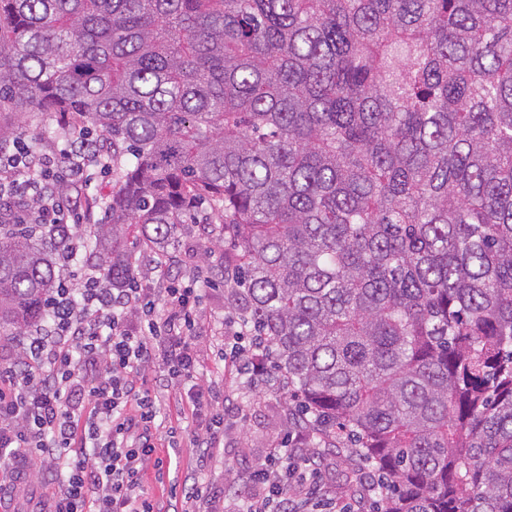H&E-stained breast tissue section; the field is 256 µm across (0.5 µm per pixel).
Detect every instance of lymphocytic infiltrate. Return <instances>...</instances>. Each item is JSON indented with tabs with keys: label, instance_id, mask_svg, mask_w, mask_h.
<instances>
[{
	"label": "lymphocytic infiltrate",
	"instance_id": "lymphocytic-infiltrate-1",
	"mask_svg": "<svg viewBox=\"0 0 512 512\" xmlns=\"http://www.w3.org/2000/svg\"><path fill=\"white\" fill-rule=\"evenodd\" d=\"M110 167V156L79 127L53 151L20 141L0 155V223L67 228L49 313L32 328L22 355L0 367V463L23 458L45 467L40 512H154L145 477L163 464L157 418L160 391L170 385L187 389L194 447L211 450L223 437L224 392L198 377L196 355L180 334L201 324L206 268L179 283L156 257L155 284L136 279L113 289L103 271L74 268L90 231L66 188L92 183ZM243 336L235 331L216 355L238 375L263 378L264 351L240 350ZM157 363L163 372L153 391L145 373ZM314 465L312 455L287 445L272 449L252 470L256 490L239 497L236 512H319L300 494Z\"/></svg>",
	"mask_w": 512,
	"mask_h": 512
}]
</instances>
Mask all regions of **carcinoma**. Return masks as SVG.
<instances>
[{
	"instance_id": "cac0c4a2",
	"label": "carcinoma",
	"mask_w": 512,
	"mask_h": 512,
	"mask_svg": "<svg viewBox=\"0 0 512 512\" xmlns=\"http://www.w3.org/2000/svg\"><path fill=\"white\" fill-rule=\"evenodd\" d=\"M2 106L108 144L114 288L223 208L240 318L377 512H512V0H0ZM63 235L0 228L1 341Z\"/></svg>"
}]
</instances>
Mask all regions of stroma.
Wrapping results in <instances>:
<instances>
[{
    "label": "stroma",
    "instance_id": "1",
    "mask_svg": "<svg viewBox=\"0 0 512 512\" xmlns=\"http://www.w3.org/2000/svg\"><path fill=\"white\" fill-rule=\"evenodd\" d=\"M65 125L63 114L58 112L30 116L0 110V128L10 130L13 141L25 140L46 149L65 134ZM215 219L214 210L208 205L194 209L166 251L168 271L173 277L186 274L201 260H209L211 264L213 281L204 288L202 298L205 324L200 335L192 337L190 343L197 354L202 377L224 388V437L211 455L201 456L191 442L194 423L181 416L175 404L179 387L163 393L160 419L163 428L175 430L177 444L170 454L168 475L163 481L149 483L160 512H181L183 499L174 489L194 475L205 477L215 492H227L229 498L224 507L226 512H233L235 504L231 493L248 491L249 472L254 464L264 460L274 444L285 440L295 409L286 391L251 386L246 379L225 369L223 362L213 355L215 340L232 335L237 319L234 298L224 286V260L234 251L231 240L217 243L210 256L202 254L203 227ZM316 455L319 485L335 502L338 512H354L359 499L357 475L365 470V463L347 447H322L317 449Z\"/></svg>",
    "mask_w": 512,
    "mask_h": 512
}]
</instances>
